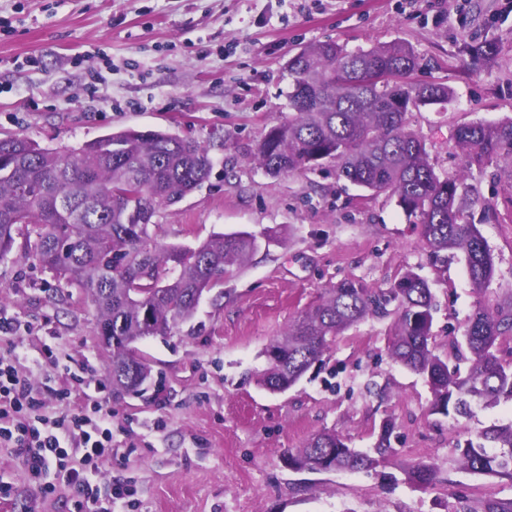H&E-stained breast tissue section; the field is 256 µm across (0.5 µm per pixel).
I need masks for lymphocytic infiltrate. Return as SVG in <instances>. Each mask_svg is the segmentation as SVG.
<instances>
[{
    "label": "lymphocytic infiltrate",
    "mask_w": 512,
    "mask_h": 512,
    "mask_svg": "<svg viewBox=\"0 0 512 512\" xmlns=\"http://www.w3.org/2000/svg\"><path fill=\"white\" fill-rule=\"evenodd\" d=\"M56 397L70 404L68 415L38 413L34 388L21 373L16 353H0V447L15 449L33 473L57 465L64 483L81 485L82 512H112L122 490H100L82 471L112 457V410L83 388H64Z\"/></svg>",
    "instance_id": "f902f5d3"
}]
</instances>
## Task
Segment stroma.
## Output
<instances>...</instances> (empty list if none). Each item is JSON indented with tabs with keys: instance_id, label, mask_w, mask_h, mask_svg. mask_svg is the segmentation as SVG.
<instances>
[{
	"instance_id": "35a3bbf8",
	"label": "stroma",
	"mask_w": 512,
	"mask_h": 512,
	"mask_svg": "<svg viewBox=\"0 0 512 512\" xmlns=\"http://www.w3.org/2000/svg\"><path fill=\"white\" fill-rule=\"evenodd\" d=\"M325 40L351 51L404 42L419 57L413 82L451 88L447 103L408 115L438 173L463 166L458 126L512 118V0H0V138L64 151L126 127L195 139L210 176L158 211L159 244L238 231L259 244L204 293L191 321L139 342L152 379L121 396L79 290L57 281L23 237L0 259V315L21 327L0 352L27 354L23 369L51 414L67 409L55 390L90 366L91 395L112 409V458L96 481L122 486L120 512H448L460 495L476 508L512 499L511 481L453 461L456 443L511 422L512 403L477 405L458 420L431 412L425 378L388 355L391 318L344 330L323 367L285 392L257 382L266 347L340 281L385 288L408 270L424 278L443 358L476 302L463 254L437 258L395 196L337 179L331 162L272 177L255 160L267 130L291 114L285 63ZM485 41L499 46L493 60L472 51ZM469 181L500 215L479 227L494 260L492 298L512 291V184L490 168ZM386 418L398 454L375 469L295 471L284 460L324 430L372 447ZM418 461L437 467L435 484L406 481ZM42 483L43 492L15 450L0 447V512H80L76 488L51 474Z\"/></svg>"
}]
</instances>
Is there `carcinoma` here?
<instances>
[{
    "mask_svg": "<svg viewBox=\"0 0 512 512\" xmlns=\"http://www.w3.org/2000/svg\"><path fill=\"white\" fill-rule=\"evenodd\" d=\"M418 63L414 50L399 41L356 52L332 40L303 47L286 65L292 116L268 129L256 160L272 177L333 161L338 178L396 196L436 256L446 260L463 252L477 296L463 332L470 369L463 376L434 353V297L424 279L407 271L387 288L344 280L294 319L266 350L268 367L258 383L270 391L294 386L343 330L392 314L389 356L425 377L431 412L466 417L475 403L512 401V363L502 359L499 343L502 336L512 337V293L485 297L494 264L476 225L499 221V213L467 183L471 168L490 166L512 182V119L458 127L455 140L465 169L438 174L423 142L407 128V115L447 101L452 90L409 83L401 70ZM374 68H388L394 78L381 85L366 82L364 73ZM211 168L200 143L166 131H113L73 156L24 137L0 138V258L23 233L34 238L44 268L81 290L111 350L117 394L140 390L151 376L136 344L169 336L189 321L204 292L258 248L256 237L245 232L215 234L195 248L155 240L158 210L200 186ZM393 429L394 422L384 420L375 445L366 450L349 447L334 431L318 432L287 452L288 467L373 468L395 454ZM455 461L473 474L512 481V422L457 445ZM404 474L409 483L426 486L437 470L418 462ZM449 512H512V499L488 498L477 511L460 496Z\"/></svg>",
    "mask_w": 512,
    "mask_h": 512,
    "instance_id": "carcinoma-1",
    "label": "carcinoma"
}]
</instances>
